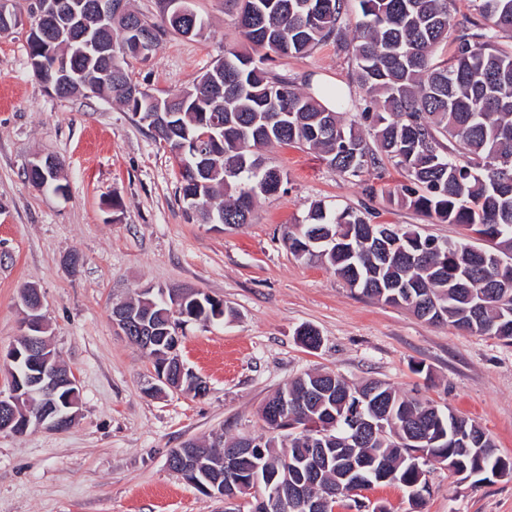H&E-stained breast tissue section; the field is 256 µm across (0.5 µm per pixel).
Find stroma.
<instances>
[{
	"mask_svg": "<svg viewBox=\"0 0 512 512\" xmlns=\"http://www.w3.org/2000/svg\"><path fill=\"white\" fill-rule=\"evenodd\" d=\"M208 23L204 37L166 36L150 60L131 58L134 82L163 96L192 86L241 40L225 0H191ZM0 34V348L22 334L20 290L43 298L49 343L79 379L75 424L63 432L0 433V512H224L171 470V449L186 441L262 437L260 409L291 379L332 370L348 381L378 379L476 421L500 456L512 459V344L436 325L359 294L321 264L297 259L282 240L313 203L369 210L375 223L415 228L440 239L464 230L388 201L399 181L393 161L349 180L320 152L263 149L285 178L259 198L249 223L189 221L181 177L168 147L118 103L93 95L59 97L34 77L28 26ZM299 84L343 83L347 119L365 94L335 43L303 57L270 61ZM62 163L56 194L37 189L26 168L38 156ZM148 286L187 287L223 299L233 318L182 325L180 356L209 384L205 396L147 390L154 359L112 325L115 303ZM318 348L304 346L302 327ZM417 512H512V478L479 481L431 462Z\"/></svg>",
	"mask_w": 512,
	"mask_h": 512,
	"instance_id": "stroma-1",
	"label": "stroma"
}]
</instances>
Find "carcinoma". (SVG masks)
Listing matches in <instances>:
<instances>
[{"label":"carcinoma","mask_w":512,"mask_h":512,"mask_svg":"<svg viewBox=\"0 0 512 512\" xmlns=\"http://www.w3.org/2000/svg\"><path fill=\"white\" fill-rule=\"evenodd\" d=\"M235 7L248 48L224 45V96H215V67L188 88L160 96L161 110L173 114L171 148L199 139L214 109L221 111L217 131L221 147L205 172L182 178L180 191L190 218L199 224H246L256 201L277 192L283 172L266 163L259 147L283 144L314 148L346 179L363 176L387 157L404 181L388 193L389 201L412 208L442 223L458 224L484 246L468 251L463 241L423 236L414 230L376 224L349 208L328 209L317 203L304 217L300 233L286 226L282 238L301 260L327 265L362 295L387 304L398 294L399 306L432 324L458 326L506 342L512 341V298L496 304L499 279L512 283V0H467L479 16L455 20V0H358L351 17L349 0H228ZM189 21L163 9L151 21L123 4L100 30L107 56L98 61L81 52L78 33L54 31L49 39L28 41L32 73L45 86L63 84L64 76L46 67L51 53L68 56L69 65L95 87V95L120 102L143 122L125 68L123 46L141 37L158 48L169 33L186 35ZM353 26L352 36L345 29ZM454 38V53L434 60L438 47ZM336 42L354 65V77L367 105L360 120L344 119L345 97L329 109L311 89L273 72L274 56H298L321 42ZM112 67V83L100 82V66ZM372 131L367 141L360 123ZM217 299L191 296L187 315L207 322ZM375 392L379 404L368 406L386 429L365 435L353 451L373 462L388 483L408 490L426 484L423 466L445 464L456 475L478 471L496 476L512 461L497 455L494 443L475 421L400 396L388 383L370 380L353 387L343 377L323 371L306 373L284 385L269 400L288 395L289 417L274 426L279 440L258 442L253 457L239 461L235 477L265 492L255 479L265 474L292 478L291 466L309 464L296 451L311 434L327 448L322 480L341 481L345 470L333 449L341 439V421L350 405L347 395ZM469 437L467 447L455 439ZM226 438L198 448L211 467L197 475L224 473Z\"/></svg>","instance_id":"obj_1"}]
</instances>
